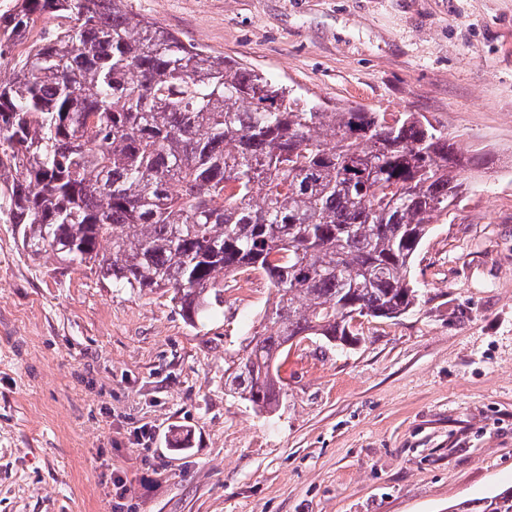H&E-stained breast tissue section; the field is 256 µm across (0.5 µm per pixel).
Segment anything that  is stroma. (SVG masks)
Masks as SVG:
<instances>
[{
  "mask_svg": "<svg viewBox=\"0 0 512 512\" xmlns=\"http://www.w3.org/2000/svg\"><path fill=\"white\" fill-rule=\"evenodd\" d=\"M127 5L327 109L422 113L486 163L432 221L418 305L344 350L293 344L271 414L224 388L261 273L191 325L0 223V512H448L512 487V0Z\"/></svg>",
  "mask_w": 512,
  "mask_h": 512,
  "instance_id": "stroma-1",
  "label": "stroma"
}]
</instances>
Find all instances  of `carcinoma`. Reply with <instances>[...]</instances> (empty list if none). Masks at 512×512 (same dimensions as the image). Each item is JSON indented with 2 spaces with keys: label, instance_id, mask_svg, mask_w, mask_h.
<instances>
[{
  "label": "carcinoma",
  "instance_id": "carcinoma-1",
  "mask_svg": "<svg viewBox=\"0 0 512 512\" xmlns=\"http://www.w3.org/2000/svg\"><path fill=\"white\" fill-rule=\"evenodd\" d=\"M0 221L118 288L170 295L203 318L224 277L274 293L230 393L272 412L283 353L415 308V256L464 193L448 133L413 112H328L187 42L126 0H15L0 44ZM512 512V488L448 506Z\"/></svg>",
  "mask_w": 512,
  "mask_h": 512
}]
</instances>
